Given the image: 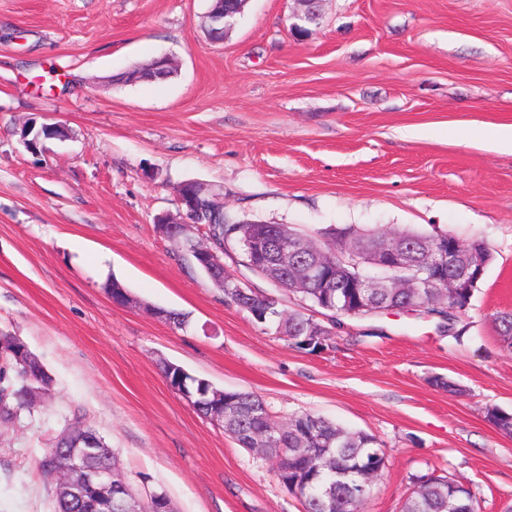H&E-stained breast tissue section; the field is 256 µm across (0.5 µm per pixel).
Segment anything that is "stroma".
Segmentation results:
<instances>
[{"label": "stroma", "mask_w": 512, "mask_h": 512, "mask_svg": "<svg viewBox=\"0 0 512 512\" xmlns=\"http://www.w3.org/2000/svg\"><path fill=\"white\" fill-rule=\"evenodd\" d=\"M210 0H0V331L53 377L47 406L0 424V512H51L37 462L73 413L116 453L139 503L173 512H304L269 460L167 385L161 361L373 434L385 467L361 512H402L417 477L512 506V0H247L211 40ZM167 54L176 73L120 82ZM62 139L26 148L27 126ZM200 183L227 211L310 233L355 225L448 231L493 260L458 316L346 318L317 353L226 301L154 227ZM117 279L134 298L113 305ZM188 313L185 329L157 310ZM455 381L460 394L436 386Z\"/></svg>", "instance_id": "stroma-1"}]
</instances>
